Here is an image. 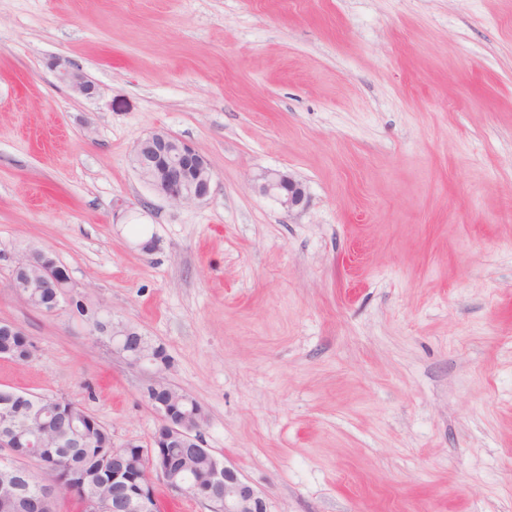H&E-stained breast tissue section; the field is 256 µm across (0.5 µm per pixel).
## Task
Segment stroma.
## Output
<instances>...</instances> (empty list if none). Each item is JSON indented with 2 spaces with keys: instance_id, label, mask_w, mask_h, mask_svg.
<instances>
[{
  "instance_id": "1",
  "label": "stroma",
  "mask_w": 512,
  "mask_h": 512,
  "mask_svg": "<svg viewBox=\"0 0 512 512\" xmlns=\"http://www.w3.org/2000/svg\"><path fill=\"white\" fill-rule=\"evenodd\" d=\"M155 131L206 201L139 178ZM36 250L165 348L268 512H512V0H0V322L37 345L0 386L148 446L149 367L10 288ZM55 69L58 72V78L69 84L74 91L82 95L92 94V89L80 70L75 69L62 61L55 63ZM173 145L177 147L180 155L176 160L169 159ZM184 156H197L201 166L209 171V179L203 188L197 189L189 185V174L182 161ZM132 163L154 193L171 203H198L210 194L214 174L205 157L169 133L155 131L140 141L132 152ZM156 165L160 167V177L157 180L150 176ZM258 191L273 198L288 213L308 204L307 186L289 172L281 170L263 171L258 179Z\"/></svg>"
}]
</instances>
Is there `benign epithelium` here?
<instances>
[{
  "label": "benign epithelium",
  "mask_w": 512,
  "mask_h": 512,
  "mask_svg": "<svg viewBox=\"0 0 512 512\" xmlns=\"http://www.w3.org/2000/svg\"><path fill=\"white\" fill-rule=\"evenodd\" d=\"M55 69L58 78L69 84L74 91L82 95L92 94L80 70L62 61L55 63ZM184 156H196L202 167L210 168L205 157L194 148L169 133L155 131L134 148L132 163L140 177L157 195L175 204L198 203L209 196L214 174H209L204 187L197 189L190 186L189 174L182 161ZM257 189L290 213L305 207L309 201L307 186L292 174L281 170L262 172L258 177ZM55 268L52 261L39 266L41 287L65 299L79 296L71 278L57 276ZM96 316L99 322L98 335L107 337L114 351L132 365L147 364L152 367L148 386L152 387L154 394L152 398L146 399V403L158 415L160 425L151 438L149 448H179L189 440L195 442L196 447H202L201 421L192 406L194 399L168 383L166 371L169 366L153 360L145 351L143 340L133 341L130 334L137 333V330L114 321L111 309L98 307ZM0 447L6 449L14 459L22 458L19 449L27 448L31 450L28 458L33 459L48 444L42 434L25 438L6 430L0 431ZM157 480L177 494H186L208 504L211 512H216L221 502L224 503V512H266L264 498L221 459L217 466L210 469L206 481L196 485L173 483L151 461L139 477H132L124 469L118 468L112 473V512H158L154 493ZM61 497L62 493L48 484L38 494V508L43 512H54V505Z\"/></svg>",
  "instance_id": "benign-epithelium-1"
}]
</instances>
